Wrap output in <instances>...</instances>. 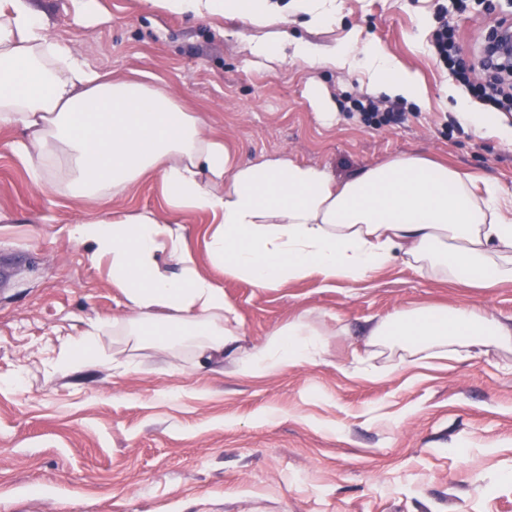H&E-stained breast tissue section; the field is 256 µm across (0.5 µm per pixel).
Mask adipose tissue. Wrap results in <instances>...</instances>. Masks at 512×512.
Segmentation results:
<instances>
[{
    "mask_svg": "<svg viewBox=\"0 0 512 512\" xmlns=\"http://www.w3.org/2000/svg\"><path fill=\"white\" fill-rule=\"evenodd\" d=\"M156 10L279 22L274 0H146ZM269 65L293 58L309 68L364 69L366 94L421 101L417 76L378 43L351 31L323 50L287 34L246 44ZM458 116L475 134L512 144V122L456 92ZM0 128L33 178L63 168L84 205L120 197L139 179L160 178L169 207L210 214L208 248L225 275L266 289L308 277L323 286L358 283L394 261L462 286L512 283V199L492 181L419 154H403L348 178L280 155L242 161L205 117L166 87L103 73L50 38L29 0H0ZM71 240L109 257L113 287L133 311L126 331L191 342L208 359L231 354L240 374L265 376L315 362L322 342L305 315L239 348L240 315L202 276L179 226L153 212L81 220ZM366 346L416 361L451 359L472 348L512 344V318L462 306L414 308L370 320Z\"/></svg>",
    "mask_w": 512,
    "mask_h": 512,
    "instance_id": "1",
    "label": "adipose tissue"
}]
</instances>
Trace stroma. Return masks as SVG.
I'll use <instances>...</instances> for the list:
<instances>
[{
  "mask_svg": "<svg viewBox=\"0 0 512 512\" xmlns=\"http://www.w3.org/2000/svg\"><path fill=\"white\" fill-rule=\"evenodd\" d=\"M50 36L101 71L160 78L204 115L239 159L283 152L347 177L416 153L512 193V149L475 136L455 117L450 89L472 94L432 53L437 7L448 8L460 56L478 64L512 0H340L331 27L292 22L291 39L331 48L359 29L411 70L425 104L404 102L397 125H368L354 109L362 70L309 69L248 59L242 42L273 35L232 16H177L144 0H96V20L72 0H34ZM321 87L336 119L311 103ZM0 131V512H512V349L492 347L427 367L366 351L374 376L356 374L367 321L420 306H474L512 318V283L464 288L402 263L358 284L317 278L259 289L225 276L208 256L209 214L167 210L159 183L83 208L64 172L36 185ZM167 212L182 225L199 271L223 287L242 318L244 345L308 313L325 350L316 362L252 378L194 346L140 343L113 329L131 317L109 261L91 264L74 242L78 216ZM97 323L95 354L57 366L67 340Z\"/></svg>",
  "mask_w": 512,
  "mask_h": 512,
  "instance_id": "stroma-1",
  "label": "stroma"
}]
</instances>
